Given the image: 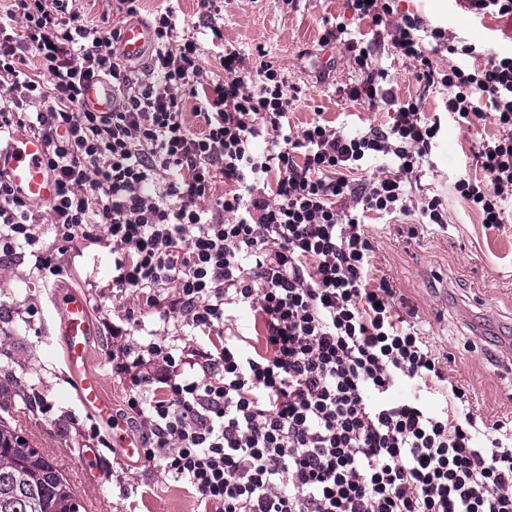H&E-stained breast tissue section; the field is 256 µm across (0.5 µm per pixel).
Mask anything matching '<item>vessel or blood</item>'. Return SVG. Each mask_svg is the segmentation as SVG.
Returning a JSON list of instances; mask_svg holds the SVG:
<instances>
[{"mask_svg": "<svg viewBox=\"0 0 512 512\" xmlns=\"http://www.w3.org/2000/svg\"><path fill=\"white\" fill-rule=\"evenodd\" d=\"M152 42L150 28L132 20L120 30L117 50L127 60L142 59ZM114 105L112 85L106 81L89 82L81 100L82 109L108 112ZM48 145L44 139L25 132L13 135L7 146H0V172L8 176L14 193L23 199L48 203L58 194L56 179L48 164ZM64 343V362L75 383L78 398L96 420L105 426L124 458L140 456L139 439L129 433L124 423L116 419L112 402L104 392L101 376L91 368V354L96 328L90 316L87 300L76 292H56L52 295Z\"/></svg>", "mask_w": 512, "mask_h": 512, "instance_id": "1", "label": "vessel or blood"}]
</instances>
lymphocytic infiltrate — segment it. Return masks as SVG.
<instances>
[{
    "label": "lymphocytic infiltrate",
    "mask_w": 512,
    "mask_h": 512,
    "mask_svg": "<svg viewBox=\"0 0 512 512\" xmlns=\"http://www.w3.org/2000/svg\"><path fill=\"white\" fill-rule=\"evenodd\" d=\"M151 31L139 79L114 49L118 29L69 0L0 9V143L18 131L46 140L59 184L43 206L0 173V254L26 250L43 275H61L46 223L65 241L111 248L113 290L146 301L112 326V371L129 385L144 461L212 512H512L501 423L479 427L454 383L439 407L421 399L444 381L441 360L371 269L369 216L448 222L440 198L407 190L440 117L384 88L357 41L349 48L364 79L346 95L386 104L388 125L344 132L316 120L291 131L294 98L272 65L248 69L226 46L223 79L208 78L172 10L157 12ZM391 37L419 80L442 86L453 121L500 128L478 145L482 177L457 175L453 189L482 223H508L512 54L416 15L401 16ZM441 50L468 62L436 72L430 56ZM93 79L111 80L114 110L81 109ZM372 159L387 165L361 182ZM230 305L260 317L264 352L227 336ZM185 327L218 342L188 351L169 335Z\"/></svg>",
    "instance_id": "obj_1"
}]
</instances>
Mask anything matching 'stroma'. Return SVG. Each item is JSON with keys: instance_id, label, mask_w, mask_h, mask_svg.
<instances>
[{"instance_id": "stroma-1", "label": "stroma", "mask_w": 512, "mask_h": 512, "mask_svg": "<svg viewBox=\"0 0 512 512\" xmlns=\"http://www.w3.org/2000/svg\"><path fill=\"white\" fill-rule=\"evenodd\" d=\"M443 2L398 0V8L491 51L512 52V23L475 17L462 0L447 12ZM168 7L192 28L210 76L222 77L211 32L198 24V0H143L138 18L150 21ZM211 19L221 27L225 44L239 49L249 67L271 62L289 90L297 91L288 116L291 127L317 118L347 130L388 122L385 108L350 101L344 93L363 79L348 47L353 38L372 42L397 98L419 99L430 117L442 110L441 88L419 81L415 63L393 48L390 28L354 18L350 0H217ZM339 23L346 25L347 35L322 45L326 29ZM498 133L489 121L467 133L443 120L412 192L418 199L436 195L443 200L446 228L430 224L414 237L410 220H374L367 231L375 247L374 274L390 280L402 313L438 352L449 355L448 375L466 390L471 410L490 423H512V223L481 224L448 180L459 170L478 171L479 141ZM42 239L67 267V275L48 280L29 259L0 256V418L54 463L86 512H204L181 485L141 462L98 448L96 422L66 375L50 294L71 290L86 298L97 328L91 367L101 375L114 410L126 409L128 384L113 374L110 359L109 325L120 307L112 296V255L98 244L65 242L49 227Z\"/></svg>"}]
</instances>
